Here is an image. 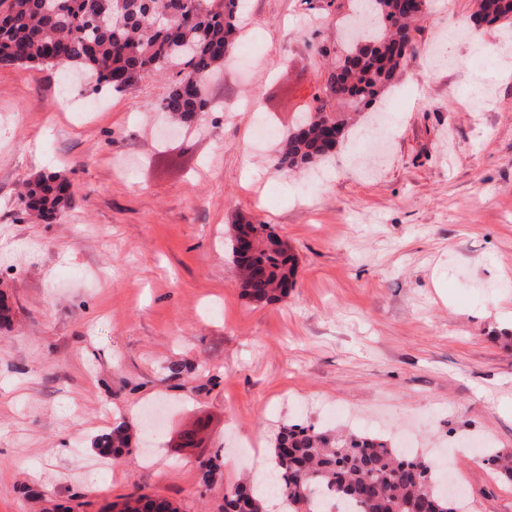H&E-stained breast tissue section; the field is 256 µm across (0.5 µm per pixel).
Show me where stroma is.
<instances>
[{
    "mask_svg": "<svg viewBox=\"0 0 512 512\" xmlns=\"http://www.w3.org/2000/svg\"><path fill=\"white\" fill-rule=\"evenodd\" d=\"M353 3L248 0L235 60L208 85L225 107L196 118L198 135L159 136L167 77L115 92L0 68V512H102L137 489L222 512L225 487L258 475L295 423L411 436L470 512H512V484L484 462L512 451V345L498 339L512 330V69L495 52L512 26L478 29L471 0H431L416 58L329 160L275 172ZM47 171L71 185L50 222L17 207ZM241 215L298 259L276 303L233 277L224 229ZM154 409L119 463L102 457L101 435Z\"/></svg>",
    "mask_w": 512,
    "mask_h": 512,
    "instance_id": "35a3bbf8",
    "label": "stroma"
}]
</instances>
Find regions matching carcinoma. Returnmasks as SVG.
<instances>
[{
  "instance_id": "obj_1",
  "label": "carcinoma",
  "mask_w": 512,
  "mask_h": 512,
  "mask_svg": "<svg viewBox=\"0 0 512 512\" xmlns=\"http://www.w3.org/2000/svg\"><path fill=\"white\" fill-rule=\"evenodd\" d=\"M375 26L349 37L332 64L323 95L303 121L283 138L275 167L291 172L331 156L335 144L323 139L321 114L331 101L355 112L367 109L388 88L416 53L413 33L425 19L430 0H356ZM0 67L34 65L85 69L96 81L120 91L146 74L175 72L176 79L159 110L175 122L189 123L213 109L207 78L224 65L245 27L244 0H0ZM476 23H512V0H481ZM69 184L45 174L19 196V210H34L52 220L66 206ZM247 227L258 237L257 253L246 257L235 241ZM227 247L245 298L268 304L294 287L297 261L291 248L267 224L242 218L228 225ZM263 264L268 274L256 277L250 267ZM135 426L125 421L100 438L99 446L121 458L136 442ZM278 491L255 493L242 478L227 487L224 512L255 507L254 512H316V499L327 491L337 512H409L414 500H429V512H454L453 497L440 483L434 465L405 456L389 440L370 434L317 430L301 424L280 428L272 450ZM485 462L505 483H512V452L495 451ZM179 512L156 495L132 493L110 510Z\"/></svg>"
}]
</instances>
